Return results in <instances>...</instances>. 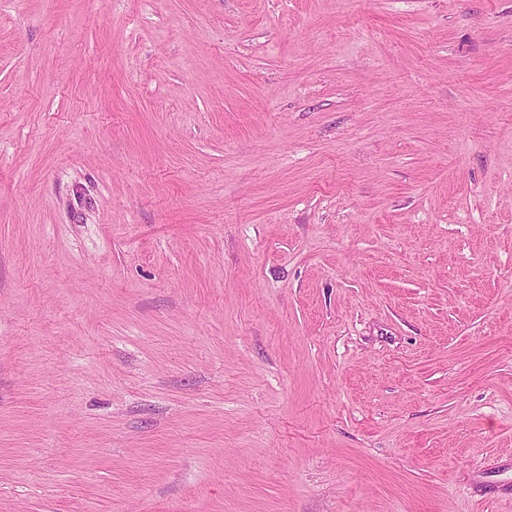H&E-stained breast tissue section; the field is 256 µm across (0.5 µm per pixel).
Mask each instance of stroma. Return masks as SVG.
I'll list each match as a JSON object with an SVG mask.
<instances>
[{"label":"stroma","mask_w":512,"mask_h":512,"mask_svg":"<svg viewBox=\"0 0 512 512\" xmlns=\"http://www.w3.org/2000/svg\"><path fill=\"white\" fill-rule=\"evenodd\" d=\"M0 512H512V0H0Z\"/></svg>","instance_id":"35a3bbf8"}]
</instances>
